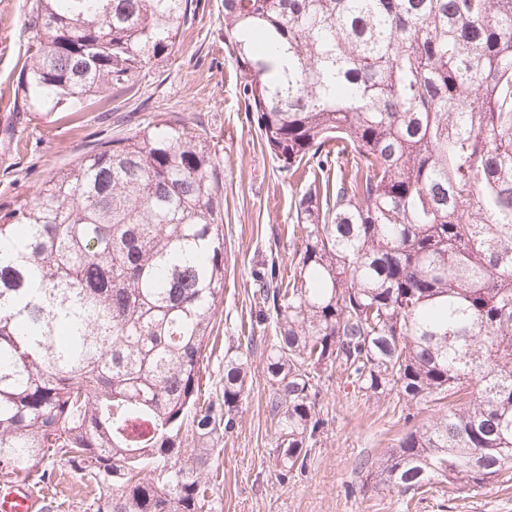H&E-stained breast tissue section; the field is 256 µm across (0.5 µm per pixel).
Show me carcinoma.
I'll use <instances>...</instances> for the list:
<instances>
[{"instance_id":"1","label":"carcinoma","mask_w":512,"mask_h":512,"mask_svg":"<svg viewBox=\"0 0 512 512\" xmlns=\"http://www.w3.org/2000/svg\"><path fill=\"white\" fill-rule=\"evenodd\" d=\"M192 0H36L15 102L109 101L167 54ZM224 41L272 158L305 167L298 258L263 303L276 465L322 434L315 374L440 413L371 462L368 491L454 500L512 480V0H224ZM216 155L181 117L100 142L0 213V475L65 461L87 512H213L246 393L224 354Z\"/></svg>"}]
</instances>
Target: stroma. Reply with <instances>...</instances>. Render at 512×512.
<instances>
[{
	"mask_svg": "<svg viewBox=\"0 0 512 512\" xmlns=\"http://www.w3.org/2000/svg\"><path fill=\"white\" fill-rule=\"evenodd\" d=\"M33 0H0V211L33 197L52 174L97 143L162 117H185L205 130L224 181V304L208 361L212 380L224 354L253 339L251 375L235 427L215 460L221 483L217 512H512V488L492 484L448 501L439 487L404 506L396 494L365 493L356 465L392 447L406 427L404 402L353 390L339 370L319 372L324 432L305 472L280 477L269 417L265 349L275 325L264 316L258 283L271 262L288 267L300 245L295 199L305 170L279 169L247 112L240 72L224 44V0H194L173 49L147 66L110 103L81 112H17L13 91L27 57L25 17ZM88 490L67 464H58L41 500L46 512H83Z\"/></svg>",
	"mask_w": 512,
	"mask_h": 512,
	"instance_id": "35a3bbf8",
	"label": "stroma"
}]
</instances>
